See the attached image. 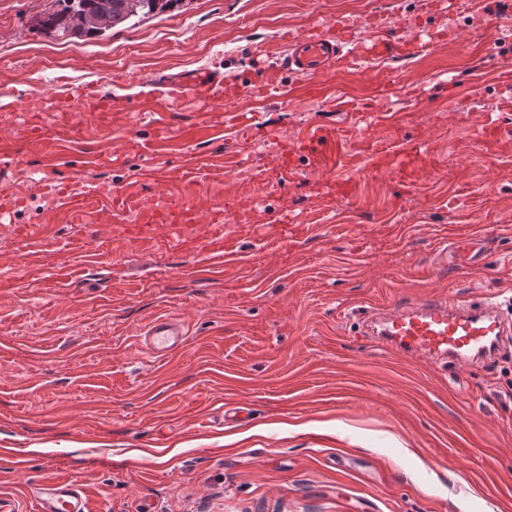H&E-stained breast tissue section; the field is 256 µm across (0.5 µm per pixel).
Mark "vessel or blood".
Segmentation results:
<instances>
[{"label": "vessel or blood", "instance_id": "1", "mask_svg": "<svg viewBox=\"0 0 512 512\" xmlns=\"http://www.w3.org/2000/svg\"><path fill=\"white\" fill-rule=\"evenodd\" d=\"M344 41L333 34H308L292 44L287 65L293 72L310 78L307 94L322 93L314 79L324 74L343 48ZM167 95L177 99L186 90L199 87L209 107L224 103V81L212 73L186 77H169L164 81ZM117 110L115 100L101 96L96 90L64 84L54 97L51 109L69 112L81 107ZM418 143L395 145L385 152V160L399 171H407L421 153ZM62 205L79 219L89 214L86 194L70 188L57 193ZM113 206L122 212L134 213L137 221L123 227L124 243L140 240L157 226L167 230L165 242L178 250L188 243L187 234L196 217L191 209H168L162 198L148 195H117ZM371 336L401 353L422 355L440 363H472L494 355L504 335L512 331V319L506 318L497 304L487 298L441 300L429 298L399 307L369 310L364 314ZM186 339L185 327L169 317L154 319L146 328L145 345L155 356L162 357L181 346ZM37 512H92L88 490L75 481L53 477L45 480L37 493Z\"/></svg>", "mask_w": 512, "mask_h": 512}]
</instances>
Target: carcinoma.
Listing matches in <instances>:
<instances>
[{"instance_id":"carcinoma-1","label":"carcinoma","mask_w":512,"mask_h":512,"mask_svg":"<svg viewBox=\"0 0 512 512\" xmlns=\"http://www.w3.org/2000/svg\"><path fill=\"white\" fill-rule=\"evenodd\" d=\"M59 9L42 19L40 26L46 32L58 36L79 38L99 35L91 27L79 28L75 25L78 17H103L115 27L125 24L138 16H145L157 10L171 7L177 0H56Z\"/></svg>"}]
</instances>
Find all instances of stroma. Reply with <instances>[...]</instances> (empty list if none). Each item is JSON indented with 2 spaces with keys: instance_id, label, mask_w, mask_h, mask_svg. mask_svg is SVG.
<instances>
[{
  "instance_id": "obj_1",
  "label": "stroma",
  "mask_w": 512,
  "mask_h": 512,
  "mask_svg": "<svg viewBox=\"0 0 512 512\" xmlns=\"http://www.w3.org/2000/svg\"><path fill=\"white\" fill-rule=\"evenodd\" d=\"M55 8L0 0V88L17 105L0 112V173L26 195L0 223V494L34 512L57 475L94 512H512V335L485 363L439 366L378 345L362 317L451 295L512 303V16L494 0H175L69 40L36 27ZM333 26L356 45L380 29L432 39L342 59L307 98L264 50ZM268 67L286 95L257 88ZM208 69L249 132L227 120L195 142L198 90L163 109L170 133L153 126L151 77ZM61 76L127 111H49ZM312 129L326 144L299 152ZM410 139L424 145L410 179L375 166L373 148ZM331 179L351 193L322 197ZM77 180L191 208L203 234L221 225L224 252L175 251L160 231L121 245L106 199L72 223L48 187ZM466 239L485 267L444 264ZM161 315L187 329L165 358L140 342Z\"/></svg>"
}]
</instances>
